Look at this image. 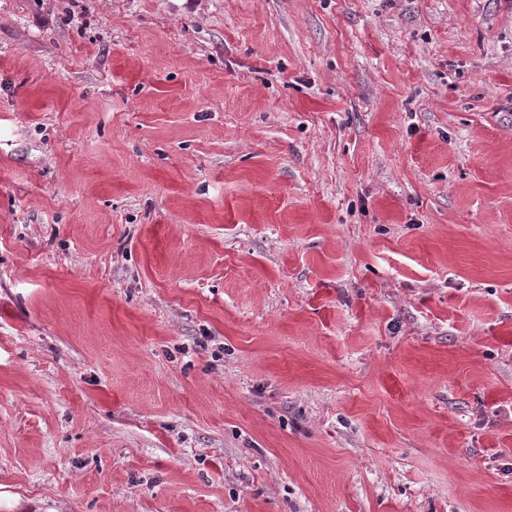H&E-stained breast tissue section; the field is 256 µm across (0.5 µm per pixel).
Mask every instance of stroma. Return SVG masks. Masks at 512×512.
<instances>
[{"label":"stroma","mask_w":512,"mask_h":512,"mask_svg":"<svg viewBox=\"0 0 512 512\" xmlns=\"http://www.w3.org/2000/svg\"><path fill=\"white\" fill-rule=\"evenodd\" d=\"M0 489L512 512V0H0Z\"/></svg>","instance_id":"35a3bbf8"}]
</instances>
